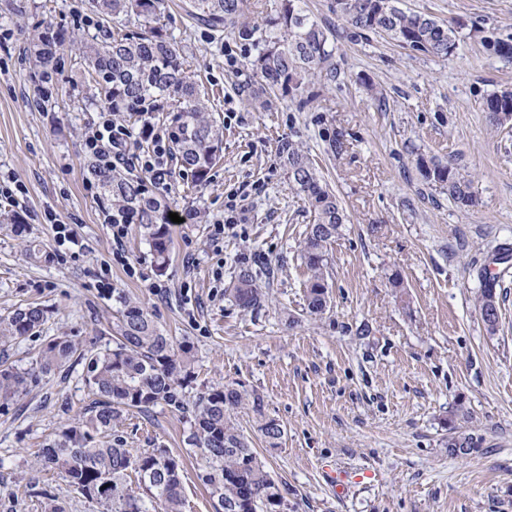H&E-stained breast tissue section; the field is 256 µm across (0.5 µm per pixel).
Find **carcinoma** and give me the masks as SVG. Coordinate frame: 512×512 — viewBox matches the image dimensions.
Here are the masks:
<instances>
[{
    "label": "carcinoma",
    "mask_w": 512,
    "mask_h": 512,
    "mask_svg": "<svg viewBox=\"0 0 512 512\" xmlns=\"http://www.w3.org/2000/svg\"><path fill=\"white\" fill-rule=\"evenodd\" d=\"M246 2L193 0L200 19L256 47L250 61L254 97L280 93L304 107L311 99L310 84L325 72L336 75V32L313 20L302 7L304 0H277L275 13L262 24L249 19ZM166 8V0H89L90 14L79 24L94 33L81 43L80 65L94 83L92 103L118 116L137 111L144 100L169 102V149L180 167L202 183L222 159L224 131L209 113L205 94L179 49L159 26ZM330 9L343 21L342 35L348 39L377 33L444 59L453 55L460 40L457 26L405 12L397 0H332ZM75 36L73 30L46 22L34 29L32 62L41 76L37 104L43 108L51 103L50 86L64 71L63 51ZM481 42L493 54L512 60V37L489 42L483 35ZM484 111L492 126H511L512 89L489 95ZM279 161L311 206L312 222L301 242V256L307 270V312L320 317L330 304L328 251L347 215L336 194L322 183L303 145L282 141ZM417 163L425 180L448 194V200L463 207L475 205L474 176L434 157H420ZM88 171L101 190L103 204L139 225L158 264H165L171 247L166 200L146 195L141 181L101 162H88ZM479 279L480 318L493 332L500 319L497 280L485 270ZM230 294L235 305L246 311L258 312L266 302L249 269L240 270ZM121 303L112 347L85 351L70 337L58 336L46 344L35 365L25 369L0 365V399L9 401L74 356L85 362V382L94 399L45 443L35 465L57 471L76 493L99 504L102 512H182V459L168 448L134 453L120 436H112L127 415L144 414L164 404L188 419V445L203 460L198 479L216 498V512H287L286 489L232 420L233 410L245 402L242 393L214 385L194 397L187 395L193 381L192 346L166 335L140 302L123 297ZM45 321L44 308L19 307L0 316V340L30 336ZM251 405L261 416V435L270 446H278L284 435L281 424L263 417L262 397L253 396ZM132 476L135 489L128 482Z\"/></svg>",
    "instance_id": "obj_1"
}]
</instances>
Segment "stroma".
Masks as SVG:
<instances>
[{"label":"stroma","instance_id":"1","mask_svg":"<svg viewBox=\"0 0 512 512\" xmlns=\"http://www.w3.org/2000/svg\"><path fill=\"white\" fill-rule=\"evenodd\" d=\"M84 0H0V213L25 224L44 259L25 256L13 225L0 224V315L47 308L39 333L0 343V360L35 363L46 342L74 336L112 345L119 299L140 301L195 356L192 392L224 384L260 395L234 421L287 490L288 512H512V270L497 286L501 318L487 331L476 306L477 274L512 249V132L489 126L485 99L512 88V62L464 39L436 58L371 33L337 38L336 74L312 87L304 108L280 96L240 92L249 62L224 63L227 35L197 23L184 0H168L160 23L182 53L214 117L224 158L206 183L173 172L164 191L180 217L171 224V260L161 266L131 225L124 241L138 270L112 256L97 188L88 184L83 142L99 120L79 70L65 67L54 109L36 107L39 76L29 59L35 23L73 26ZM422 12L497 36L512 35V0H400ZM308 149L349 222L328 252L331 307L307 317L299 244L311 220L303 195L278 159L282 139ZM437 158L475 175V207L460 208L426 182L418 158ZM246 187L245 224L212 245L227 192ZM77 232L60 244L55 224ZM256 270L268 295L245 312L225 296L240 268ZM400 271L404 286L388 277ZM84 366L72 362L0 402V512H101L59 476L33 468L45 439L92 400ZM468 420L450 430L456 403ZM284 429L272 448L260 417ZM126 447L163 446L183 455L184 512H214L198 479L188 425L160 405L127 417ZM474 450L448 452L453 436ZM347 473L337 495L325 471Z\"/></svg>","mask_w":512,"mask_h":512}]
</instances>
